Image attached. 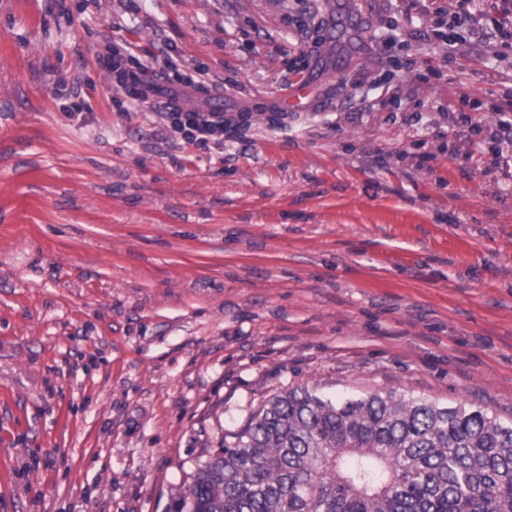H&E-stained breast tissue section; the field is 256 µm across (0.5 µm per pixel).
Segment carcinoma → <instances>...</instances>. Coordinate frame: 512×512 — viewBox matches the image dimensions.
Returning <instances> with one entry per match:
<instances>
[{
  "label": "carcinoma",
  "mask_w": 512,
  "mask_h": 512,
  "mask_svg": "<svg viewBox=\"0 0 512 512\" xmlns=\"http://www.w3.org/2000/svg\"><path fill=\"white\" fill-rule=\"evenodd\" d=\"M178 512H512V422L393 390L298 384L224 435Z\"/></svg>",
  "instance_id": "carcinoma-1"
}]
</instances>
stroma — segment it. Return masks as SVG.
Returning a JSON list of instances; mask_svg holds the SVG:
<instances>
[{"label":"stroma","mask_w":512,"mask_h":512,"mask_svg":"<svg viewBox=\"0 0 512 512\" xmlns=\"http://www.w3.org/2000/svg\"><path fill=\"white\" fill-rule=\"evenodd\" d=\"M390 15L427 25L394 0H0V512H176L298 384L512 420V145L441 110L469 92L495 126L512 57L480 32L382 53ZM124 43L249 124L186 144L117 84Z\"/></svg>","instance_id":"obj_1"}]
</instances>
